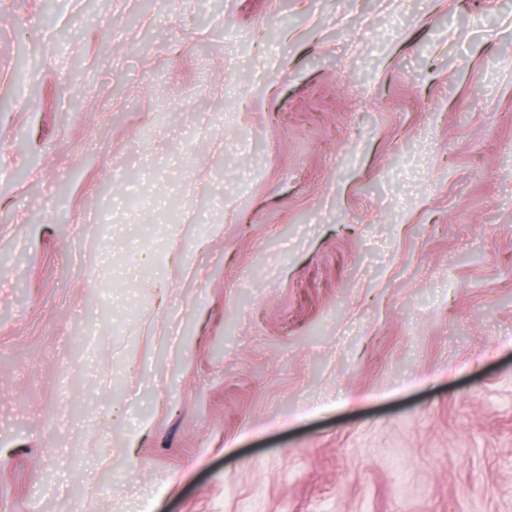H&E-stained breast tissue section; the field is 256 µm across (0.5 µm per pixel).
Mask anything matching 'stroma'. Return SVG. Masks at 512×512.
<instances>
[{
	"instance_id": "stroma-1",
	"label": "stroma",
	"mask_w": 512,
	"mask_h": 512,
	"mask_svg": "<svg viewBox=\"0 0 512 512\" xmlns=\"http://www.w3.org/2000/svg\"><path fill=\"white\" fill-rule=\"evenodd\" d=\"M63 500L512 512V0H0V512Z\"/></svg>"
}]
</instances>
